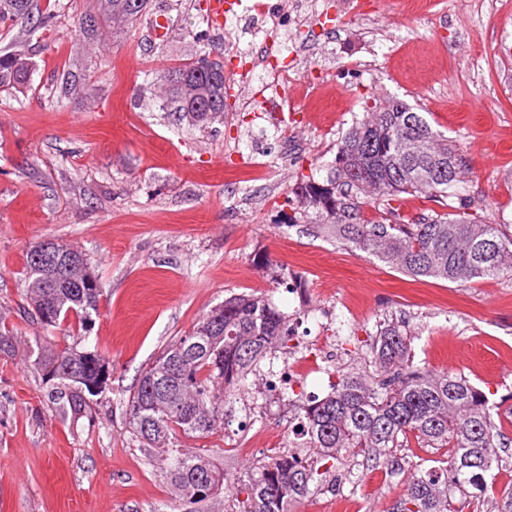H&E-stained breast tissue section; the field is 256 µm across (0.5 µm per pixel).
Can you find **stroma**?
Instances as JSON below:
<instances>
[{
    "label": "stroma",
    "mask_w": 512,
    "mask_h": 512,
    "mask_svg": "<svg viewBox=\"0 0 512 512\" xmlns=\"http://www.w3.org/2000/svg\"><path fill=\"white\" fill-rule=\"evenodd\" d=\"M352 2L316 0L317 33L303 43L245 2L223 29L207 27L208 0H147L123 26L98 0H60L50 29L0 27V48L34 61L24 92L0 89V317L15 343L13 356L0 355V512H224L240 475L291 450L299 406L331 391L326 372L295 376L292 400L258 378L225 387L223 422L179 439L224 473L223 491L196 505L177 496L159 453L131 429L141 368L234 294L272 302L303 352L315 346L307 329L320 310L336 370H373L379 327L398 323L414 364L461 374L493 401L512 393L511 273L413 279L337 241L290 199L296 180L326 177L364 98H397L465 162L448 206L512 225V0H368L360 12ZM200 29L223 50L229 84L223 122L201 130L148 81L197 59ZM267 41L293 59L284 121L248 110ZM49 239L83 252L98 279L90 337L72 318L42 323L27 303L26 254ZM290 274L304 298L286 288ZM37 340L60 349L83 340L107 357V388L90 413L66 416L49 402L28 362ZM350 470L360 490L349 512H390L409 481Z\"/></svg>",
    "instance_id": "stroma-1"
}]
</instances>
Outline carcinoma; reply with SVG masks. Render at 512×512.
Returning <instances> with one entry per match:
<instances>
[{
  "mask_svg": "<svg viewBox=\"0 0 512 512\" xmlns=\"http://www.w3.org/2000/svg\"><path fill=\"white\" fill-rule=\"evenodd\" d=\"M114 23L133 22L146 0H106ZM26 19L36 28L52 26L51 11L33 12V0H0V24ZM197 61L155 76L169 84L168 98L189 124L208 127L224 118V85L195 74ZM31 58L0 52V88L28 85ZM196 82L199 111L181 96L179 83ZM365 115L342 138L326 179L302 177L294 194L303 212L315 211L343 241L414 277L471 282L512 270V234L464 210L439 214L423 209L406 220L400 195L416 193L440 203L456 195L461 179L448 176L461 162L448 139L421 112L400 100L363 101ZM379 197L377 216L367 219L360 196ZM70 264L81 269L71 279L45 261L37 249L26 255V298L45 324L70 317L89 334L102 297L88 258L65 247ZM286 316L253 295H232L215 306L184 336L164 349L140 373L128 402L129 422L145 448L166 454V476L177 493L197 504L217 495L224 473L204 453L177 450V435L205 434L224 416V385L241 383L272 351L286 345ZM411 341L401 326L380 329L372 358L381 376L368 380L340 373L331 392L298 413L305 436L302 452H283L238 478L246 498L225 512H290L291 505L328 489L336 491L337 465L345 456L400 474L412 463L397 454L411 441L444 450L437 467L415 465L416 473L392 512H458L456 496L485 502L493 490L507 448L500 406L462 376L431 373L413 365ZM31 366L51 383L48 397L66 415L102 394L108 362L96 350L68 346L54 351L42 343L29 348Z\"/></svg>",
  "mask_w": 512,
  "mask_h": 512,
  "instance_id": "cac0c4a2",
  "label": "carcinoma"
}]
</instances>
